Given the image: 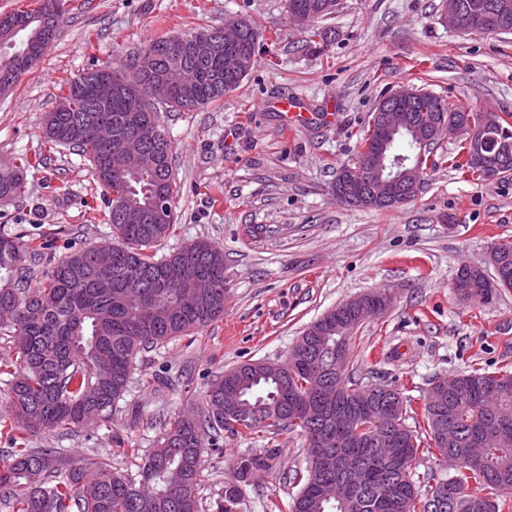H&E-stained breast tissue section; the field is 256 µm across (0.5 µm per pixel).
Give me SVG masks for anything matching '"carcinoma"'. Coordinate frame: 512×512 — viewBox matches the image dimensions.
Wrapping results in <instances>:
<instances>
[{"label":"carcinoma","instance_id":"1","mask_svg":"<svg viewBox=\"0 0 512 512\" xmlns=\"http://www.w3.org/2000/svg\"><path fill=\"white\" fill-rule=\"evenodd\" d=\"M313 11L309 25L300 29L301 47L316 55L326 53L333 31L323 21L336 11L337 0H300ZM331 7H326V3ZM8 17L20 23L13 29L0 25V41L13 42L11 52H20L40 23L58 30L62 21L61 0H41L33 10H18ZM256 28L246 34L242 54L252 68L257 49ZM178 64L188 67L175 86L158 85L157 79ZM220 75L224 91L212 93L210 80ZM245 75L226 76L215 58L193 60L166 57L155 62L153 78L143 92L153 99V111L145 119L163 129L159 109L190 112L220 102L236 90ZM72 111L50 112L45 117L48 146L78 152L91 167L103 189L105 216L112 225V250L100 252L93 245L70 251L44 270L42 261L53 255V244L41 237L27 240L0 233V312L14 317L0 322L13 339L15 361L10 381V407L30 415L27 430H63L104 420L126 390L137 354L177 337L192 335L224 314L226 282L224 249L209 240H195L157 256L151 251L174 231V220L165 224H125L112 208V196L145 206L157 190L169 201L179 194L172 174L171 144L161 146L162 162L152 172L115 175L112 141L122 133L118 127L123 101L97 106L89 93L71 99ZM408 111L414 121L428 123L440 112L453 113L482 129L489 141L512 142V113L483 112L446 100L430 92L413 100ZM92 115L107 131V137L85 134L77 127ZM407 157L422 172L438 160L437 142L419 144L410 136ZM42 163L41 156L17 155L0 162V202L26 193L27 172ZM448 166L464 178L482 182L485 177L470 162L467 144L448 157ZM502 266L491 278L483 268L470 265L462 272L478 271L470 287L461 289L464 300L491 302L500 288H512V242L494 245ZM196 266V306L176 309L182 289L177 287L180 267ZM360 324L345 316L325 313L306 329L313 340L310 356L256 366L244 363L224 371L211 382L202 418L180 417L169 423L133 479L112 469L100 457L71 464L59 451L24 448L20 444L0 456V502L11 512H202L199 490L200 466L206 446L221 452L224 433L233 436L297 431L307 443L308 464L295 471L300 490L292 512H431L432 500H445L444 512H504L512 506L500 492L512 486V371L474 370L450 378L454 391L438 396V403L424 406V417L433 441L441 431L457 436L456 455L476 444L484 445L485 463L479 468L461 466L447 477L429 474L415 477L412 463L420 444L407 425L412 396L395 389L400 404L394 411L382 409L388 399L380 384L365 385L353 373L336 375V353L351 362V344ZM236 395L241 414L250 423L237 426L224 419V397ZM387 427L390 437L383 448L374 434ZM279 449L263 454H243L233 462V481L225 486L217 512H235L242 486L256 468H269ZM343 456L352 457L358 469L337 468ZM398 459L401 473L380 462ZM393 485L386 499L377 497L379 486Z\"/></svg>","mask_w":512,"mask_h":512}]
</instances>
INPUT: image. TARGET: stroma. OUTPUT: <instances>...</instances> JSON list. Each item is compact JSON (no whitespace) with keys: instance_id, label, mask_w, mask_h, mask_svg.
<instances>
[{"instance_id":"obj_1","label":"stroma","mask_w":512,"mask_h":512,"mask_svg":"<svg viewBox=\"0 0 512 512\" xmlns=\"http://www.w3.org/2000/svg\"><path fill=\"white\" fill-rule=\"evenodd\" d=\"M51 48L0 95V158L44 155L25 196L0 203V231L52 239L57 254L111 240L101 187L81 156L48 150L44 117L64 80L95 65L123 66L151 39L223 27L242 17L262 33L257 61L218 105L166 112L173 147L176 231L169 253L207 239L224 249V314L194 338L139 354L107 420L68 433L26 432L30 448L71 462L96 455L137 474L169 421L196 416L225 369L285 361L303 331L344 300L386 286L395 298L366 320L352 363L365 384L408 386L422 398L431 379L512 366V289L491 303L463 304L453 282L462 265L487 266L492 246L512 241V175L471 182L449 168L458 140H444L418 196L388 211L336 203L337 169L352 163L355 136L380 92L411 85L484 111L512 113V33L461 34L441 22L444 0H338L326 25L327 55L299 46L285 0H66ZM297 99L310 120L286 125L271 102ZM280 450L244 487L237 512H287L306 466L296 432L225 436L204 451L205 512H215L244 453Z\"/></svg>"}]
</instances>
